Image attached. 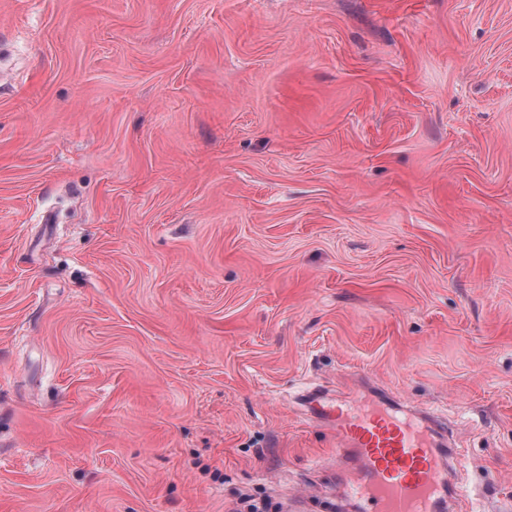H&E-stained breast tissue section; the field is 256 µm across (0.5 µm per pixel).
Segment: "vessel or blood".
<instances>
[{
  "label": "vessel or blood",
  "instance_id": "vessel-or-blood-1",
  "mask_svg": "<svg viewBox=\"0 0 512 512\" xmlns=\"http://www.w3.org/2000/svg\"><path fill=\"white\" fill-rule=\"evenodd\" d=\"M379 399L372 409L334 405L317 393L308 401L336 433L348 495L364 503V512H446L453 481L446 460L454 449L434 423L388 393Z\"/></svg>",
  "mask_w": 512,
  "mask_h": 512
}]
</instances>
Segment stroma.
<instances>
[{
    "mask_svg": "<svg viewBox=\"0 0 512 512\" xmlns=\"http://www.w3.org/2000/svg\"><path fill=\"white\" fill-rule=\"evenodd\" d=\"M377 387L512 512V0H0V512H333Z\"/></svg>",
    "mask_w": 512,
    "mask_h": 512,
    "instance_id": "stroma-1",
    "label": "stroma"
}]
</instances>
